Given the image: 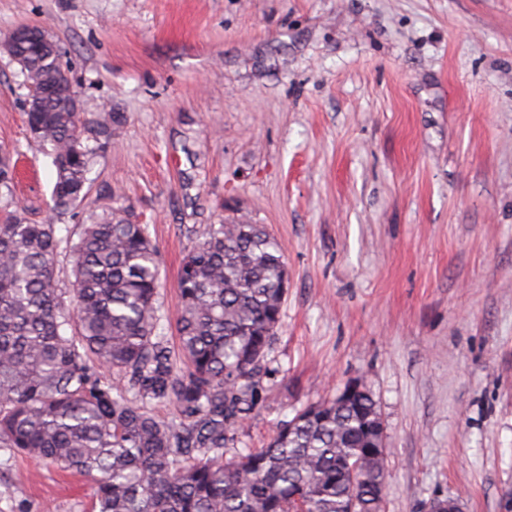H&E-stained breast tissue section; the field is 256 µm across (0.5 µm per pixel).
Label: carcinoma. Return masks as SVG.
I'll return each instance as SVG.
<instances>
[{
	"instance_id": "obj_1",
	"label": "carcinoma",
	"mask_w": 512,
	"mask_h": 512,
	"mask_svg": "<svg viewBox=\"0 0 512 512\" xmlns=\"http://www.w3.org/2000/svg\"><path fill=\"white\" fill-rule=\"evenodd\" d=\"M13 53L28 60L26 119L55 168L53 213L75 217L90 143L123 116L74 111L75 84L43 93L58 58ZM74 235L60 238L52 219L0 222V448L91 478L92 512H382L387 457L364 454L382 415L364 384L305 405L263 448L235 447L262 401L288 294L263 225L211 224L186 253L175 346L157 332L159 255L146 225L91 211ZM160 403L171 418L155 414Z\"/></svg>"
}]
</instances>
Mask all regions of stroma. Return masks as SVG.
Listing matches in <instances>:
<instances>
[{"instance_id": "35a3bbf8", "label": "stroma", "mask_w": 512, "mask_h": 512, "mask_svg": "<svg viewBox=\"0 0 512 512\" xmlns=\"http://www.w3.org/2000/svg\"><path fill=\"white\" fill-rule=\"evenodd\" d=\"M43 28L88 108L122 124L87 211L160 255V333L206 225H264L288 297L237 428L362 381L388 448L384 512H504L512 494V0H0V39ZM19 66L0 52V220L53 218ZM89 477L0 449V512H90Z\"/></svg>"}]
</instances>
